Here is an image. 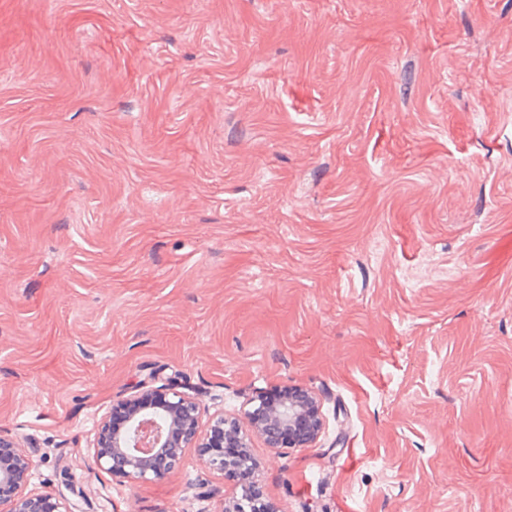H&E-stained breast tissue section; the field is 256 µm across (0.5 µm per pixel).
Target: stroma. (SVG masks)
Listing matches in <instances>:
<instances>
[{"mask_svg": "<svg viewBox=\"0 0 512 512\" xmlns=\"http://www.w3.org/2000/svg\"><path fill=\"white\" fill-rule=\"evenodd\" d=\"M155 377L252 436L275 512H512V0H0V432L74 512L138 484L101 418Z\"/></svg>", "mask_w": 512, "mask_h": 512, "instance_id": "stroma-1", "label": "stroma"}]
</instances>
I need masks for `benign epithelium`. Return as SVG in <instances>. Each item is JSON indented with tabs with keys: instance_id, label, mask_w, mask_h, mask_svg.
<instances>
[{
	"instance_id": "1",
	"label": "benign epithelium",
	"mask_w": 512,
	"mask_h": 512,
	"mask_svg": "<svg viewBox=\"0 0 512 512\" xmlns=\"http://www.w3.org/2000/svg\"><path fill=\"white\" fill-rule=\"evenodd\" d=\"M201 407L194 396L165 385H143L119 401L99 424L93 443L96 466L129 483L160 478L172 472L192 448L206 466L217 472L247 469L254 473L249 433L260 435L269 448H305L322 429L317 398L304 389L287 390L274 400H253L248 428L216 412L201 430ZM238 448L235 457L224 454ZM0 507L4 512H71L67 502L51 493L27 491L31 461L16 440L0 434ZM225 512H273L271 503L254 483L241 487V497Z\"/></svg>"
}]
</instances>
